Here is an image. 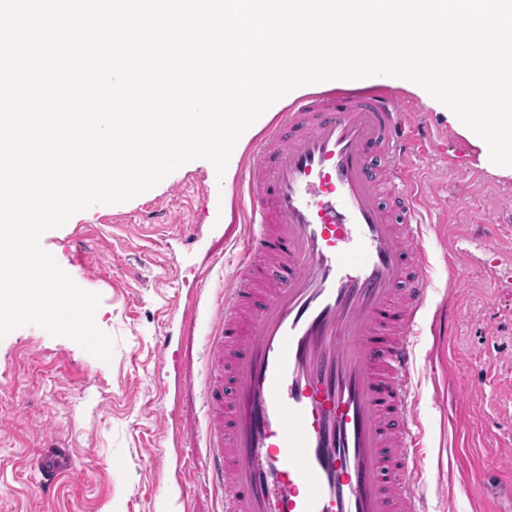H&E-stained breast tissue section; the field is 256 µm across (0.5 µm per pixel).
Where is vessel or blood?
Here are the masks:
<instances>
[{
    "instance_id": "1",
    "label": "vessel or blood",
    "mask_w": 512,
    "mask_h": 512,
    "mask_svg": "<svg viewBox=\"0 0 512 512\" xmlns=\"http://www.w3.org/2000/svg\"><path fill=\"white\" fill-rule=\"evenodd\" d=\"M434 136L394 93L330 89L245 154L203 381L223 512H426L412 365L433 264L407 163ZM68 461L45 450L44 486Z\"/></svg>"
}]
</instances>
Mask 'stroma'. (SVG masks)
<instances>
[{"mask_svg": "<svg viewBox=\"0 0 512 512\" xmlns=\"http://www.w3.org/2000/svg\"><path fill=\"white\" fill-rule=\"evenodd\" d=\"M415 119L439 132L416 158L433 227L427 311H456L450 333L423 329L416 348V418L425 434L426 512H512V179L493 173L442 107L397 85ZM241 158L217 176L190 161L151 190L95 204L40 240L80 288L100 295L104 361L35 325L0 339V512H219L204 487V349L242 226L233 186ZM496 220L493 236L474 229ZM196 237L186 244L180 227ZM462 258L460 282L448 265ZM203 294H196L197 285ZM168 340L174 359L157 358ZM194 384L175 392V374ZM463 392L449 398L451 384ZM72 449L76 468L45 491L33 460Z\"/></svg>", "mask_w": 512, "mask_h": 512, "instance_id": "stroma-1", "label": "stroma"}]
</instances>
